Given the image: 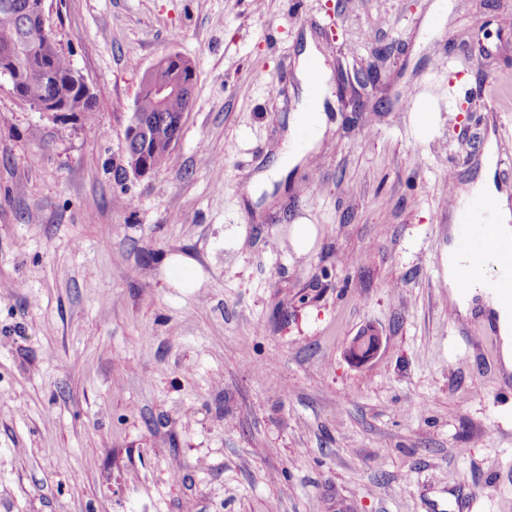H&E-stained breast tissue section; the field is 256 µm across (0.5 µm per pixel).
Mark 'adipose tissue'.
<instances>
[{"instance_id":"ef3b65f1","label":"adipose tissue","mask_w":512,"mask_h":512,"mask_svg":"<svg viewBox=\"0 0 512 512\" xmlns=\"http://www.w3.org/2000/svg\"><path fill=\"white\" fill-rule=\"evenodd\" d=\"M327 126L324 100L305 96L299 112L288 121V137L276 168L267 171V178L274 179L282 167L299 164L319 144ZM309 129L306 142H299L298 134ZM496 144L487 142L484 155L483 174L479 180L461 192L458 203L465 206L476 198L484 199L490 207V218L495 237L512 244V198L501 191L495 182ZM448 278V296L451 304L464 316L470 315L474 304H481L494 329L501 339V365L504 371L512 372V302L503 299L496 291L487 287L489 274L495 269L494 261L475 264L464 255L456 242H449L445 260Z\"/></svg>"}]
</instances>
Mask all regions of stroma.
I'll use <instances>...</instances> for the list:
<instances>
[{
  "mask_svg": "<svg viewBox=\"0 0 512 512\" xmlns=\"http://www.w3.org/2000/svg\"><path fill=\"white\" fill-rule=\"evenodd\" d=\"M46 16L95 112H38L0 78V512H512L500 338L451 310L444 266L447 183L488 138L512 156V0ZM308 37L332 73L380 79L359 112L330 83L318 148L264 186ZM171 51L193 104L138 177L127 127ZM369 326L382 348L357 367ZM382 336L376 329L368 328L355 336L347 350V356L356 365H366L379 353Z\"/></svg>",
  "mask_w": 512,
  "mask_h": 512,
  "instance_id": "35a3bbf8",
  "label": "stroma"
}]
</instances>
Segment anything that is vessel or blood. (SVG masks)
<instances>
[{"label": "vessel or blood", "mask_w": 512, "mask_h": 512, "mask_svg": "<svg viewBox=\"0 0 512 512\" xmlns=\"http://www.w3.org/2000/svg\"><path fill=\"white\" fill-rule=\"evenodd\" d=\"M487 204L484 200L473 201L469 207L454 211L458 231V245L475 259L494 256L499 265L512 269V250L503 248L492 233V227L484 219Z\"/></svg>", "instance_id": "vessel-or-blood-1"}]
</instances>
